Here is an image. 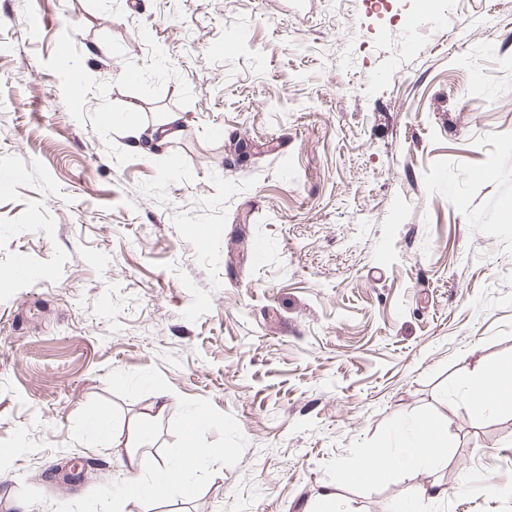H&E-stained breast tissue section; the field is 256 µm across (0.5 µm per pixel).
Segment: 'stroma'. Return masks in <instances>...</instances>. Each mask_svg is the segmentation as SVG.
Listing matches in <instances>:
<instances>
[{"instance_id":"stroma-1","label":"stroma","mask_w":512,"mask_h":512,"mask_svg":"<svg viewBox=\"0 0 512 512\" xmlns=\"http://www.w3.org/2000/svg\"><path fill=\"white\" fill-rule=\"evenodd\" d=\"M420 2L0 0V512H113L162 392L150 464L224 458L155 512H512L460 383L512 358V0ZM418 417L446 457L344 480Z\"/></svg>"}]
</instances>
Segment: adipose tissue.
I'll return each instance as SVG.
<instances>
[{
	"mask_svg": "<svg viewBox=\"0 0 512 512\" xmlns=\"http://www.w3.org/2000/svg\"><path fill=\"white\" fill-rule=\"evenodd\" d=\"M466 384L475 411L512 409V365L481 367ZM450 445L447 424L424 418L397 431L393 441L370 449L346 478L354 483L369 484L385 481L397 472L417 473L432 466L442 449ZM213 455L210 448L182 449L177 462L156 466L149 481L142 482L138 476L144 469L145 455L137 448L125 447L122 463L132 479L121 495L142 508L147 506L153 491L192 496L195 492L192 473Z\"/></svg>",
	"mask_w": 512,
	"mask_h": 512,
	"instance_id": "adipose-tissue-1",
	"label": "adipose tissue"
}]
</instances>
